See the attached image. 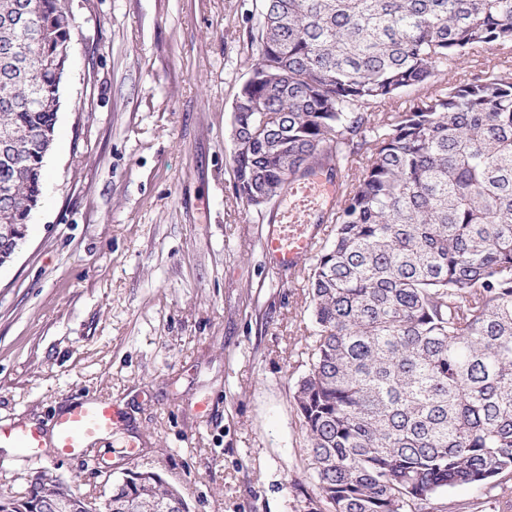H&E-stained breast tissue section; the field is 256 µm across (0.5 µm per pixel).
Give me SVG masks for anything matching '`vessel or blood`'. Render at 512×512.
Segmentation results:
<instances>
[{
  "instance_id": "1",
  "label": "vessel or blood",
  "mask_w": 512,
  "mask_h": 512,
  "mask_svg": "<svg viewBox=\"0 0 512 512\" xmlns=\"http://www.w3.org/2000/svg\"><path fill=\"white\" fill-rule=\"evenodd\" d=\"M341 193L339 180L329 176L326 166H315L306 176L290 181L278 205L262 247L279 269L294 270L314 247L317 232L314 215ZM120 411L105 399L90 398L68 403L53 424L51 438L35 426H0V444L17 448H56L58 455L73 456L100 436L111 433Z\"/></svg>"
}]
</instances>
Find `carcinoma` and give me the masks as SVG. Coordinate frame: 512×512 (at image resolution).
I'll return each instance as SVG.
<instances>
[{
  "mask_svg": "<svg viewBox=\"0 0 512 512\" xmlns=\"http://www.w3.org/2000/svg\"><path fill=\"white\" fill-rule=\"evenodd\" d=\"M29 9L27 26L14 22ZM68 0H0V266L42 195L70 53ZM512 0H263L233 101L236 192L256 209L324 163L365 166L307 275L294 406L306 512H422L512 474ZM424 91L406 108L394 98ZM159 474L112 481L117 512H164Z\"/></svg>",
  "mask_w": 512,
  "mask_h": 512,
  "instance_id": "obj_1",
  "label": "carcinoma"
}]
</instances>
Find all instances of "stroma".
Listing matches in <instances>:
<instances>
[{
  "instance_id": "35a3bbf8",
  "label": "stroma",
  "mask_w": 512,
  "mask_h": 512,
  "mask_svg": "<svg viewBox=\"0 0 512 512\" xmlns=\"http://www.w3.org/2000/svg\"><path fill=\"white\" fill-rule=\"evenodd\" d=\"M57 138L25 239L0 266V423L51 433L71 401L125 422L71 457L0 447V492L47 471L103 503L153 471L191 512H304L313 491L293 402L307 268L274 269L267 213L235 190L232 103L262 0H69ZM512 512L487 487L433 512Z\"/></svg>"
}]
</instances>
